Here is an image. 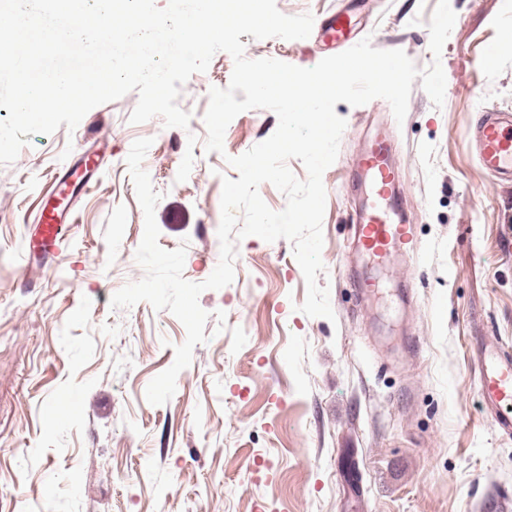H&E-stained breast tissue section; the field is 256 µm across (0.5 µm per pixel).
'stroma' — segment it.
<instances>
[{
  "instance_id": "obj_1",
  "label": "stroma",
  "mask_w": 512,
  "mask_h": 512,
  "mask_svg": "<svg viewBox=\"0 0 512 512\" xmlns=\"http://www.w3.org/2000/svg\"><path fill=\"white\" fill-rule=\"evenodd\" d=\"M437 0H276L287 15L354 11L358 38L433 61ZM457 23L440 61L445 101L414 82L403 122L381 98L340 102L346 121L324 172L322 222L333 319L300 306L307 285L293 245L249 236L232 284L199 297L209 340L195 346L174 396L154 406L149 382L170 367L183 324L141 302L110 307L145 272L135 260L144 214L128 174L132 143L161 195L158 243L186 247L183 276L206 280L220 258L227 162L273 134L274 112L229 124L223 153L206 152L209 90L234 61L217 52L182 86L188 128L129 117L137 92L90 110L75 130L32 136L0 165V512H512V438L479 395L477 339L512 346V186L480 165L468 131L480 111H512V0H450ZM250 59L310 68L331 51L316 37L253 39ZM381 128L393 135L414 259L376 265L349 251L361 201L354 159ZM94 157L96 183L76 193L77 221L56 253L21 265L18 251L55 182ZM378 292L359 299L357 276ZM348 452L358 488L340 478Z\"/></svg>"
}]
</instances>
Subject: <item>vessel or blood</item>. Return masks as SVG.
I'll return each instance as SVG.
<instances>
[{"instance_id":"b4317fda","label":"vessel or blood","mask_w":512,"mask_h":512,"mask_svg":"<svg viewBox=\"0 0 512 512\" xmlns=\"http://www.w3.org/2000/svg\"><path fill=\"white\" fill-rule=\"evenodd\" d=\"M320 43L339 49L352 39L351 11L339 10L315 26ZM471 140L482 167L498 182L512 183V113L482 111L473 126ZM357 175L365 187L364 204L352 226L356 247L369 260L382 263L413 249V226L404 213L394 144L387 133L376 134L356 161ZM71 186L60 182L53 194L56 205L45 207L24 253L55 250L67 226L74 221L70 211ZM479 392L484 407L494 415L499 434L512 437V348L498 342L485 344L477 366Z\"/></svg>"}]
</instances>
